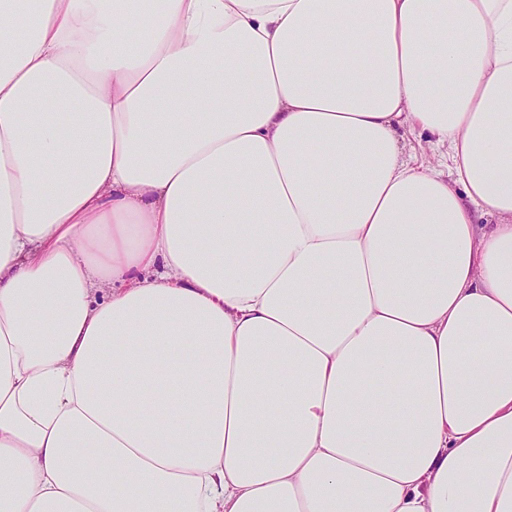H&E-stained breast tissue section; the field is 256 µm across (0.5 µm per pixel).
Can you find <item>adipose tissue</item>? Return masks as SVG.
I'll return each mask as SVG.
<instances>
[{"label": "adipose tissue", "instance_id": "ef3b65f1", "mask_svg": "<svg viewBox=\"0 0 512 512\" xmlns=\"http://www.w3.org/2000/svg\"><path fill=\"white\" fill-rule=\"evenodd\" d=\"M159 3L0 0V512H512V0ZM407 150L413 154L419 162L424 164L430 163L434 166H439L445 162L446 149L443 147H436L423 137L410 136L407 145Z\"/></svg>", "mask_w": 512, "mask_h": 512}]
</instances>
